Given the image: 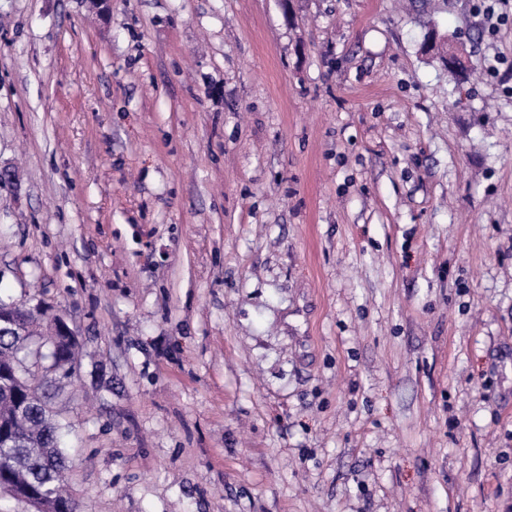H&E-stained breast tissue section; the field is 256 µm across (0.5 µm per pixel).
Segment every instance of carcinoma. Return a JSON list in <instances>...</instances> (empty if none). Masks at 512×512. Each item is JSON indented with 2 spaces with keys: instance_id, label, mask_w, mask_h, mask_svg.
<instances>
[{
  "instance_id": "obj_1",
  "label": "carcinoma",
  "mask_w": 512,
  "mask_h": 512,
  "mask_svg": "<svg viewBox=\"0 0 512 512\" xmlns=\"http://www.w3.org/2000/svg\"><path fill=\"white\" fill-rule=\"evenodd\" d=\"M23 317L22 331L0 322V501L33 512H78L57 442L61 424L43 383L51 374L74 377L79 340L59 332L48 307L38 304Z\"/></svg>"
}]
</instances>
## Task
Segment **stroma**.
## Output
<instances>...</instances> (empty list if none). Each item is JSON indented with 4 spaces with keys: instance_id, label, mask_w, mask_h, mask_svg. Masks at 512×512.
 <instances>
[{
    "instance_id": "1",
    "label": "stroma",
    "mask_w": 512,
    "mask_h": 512,
    "mask_svg": "<svg viewBox=\"0 0 512 512\" xmlns=\"http://www.w3.org/2000/svg\"><path fill=\"white\" fill-rule=\"evenodd\" d=\"M475 5L0 0V296L78 332L80 512H512V22Z\"/></svg>"
}]
</instances>
